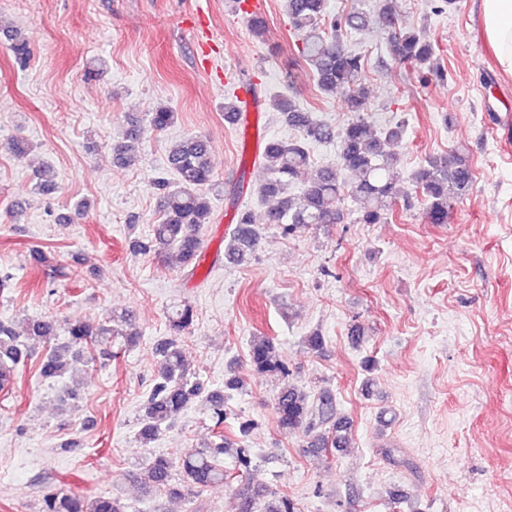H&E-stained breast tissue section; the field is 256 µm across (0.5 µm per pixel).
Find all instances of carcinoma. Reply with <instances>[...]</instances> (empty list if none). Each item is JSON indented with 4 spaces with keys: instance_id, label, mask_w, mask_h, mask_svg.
I'll use <instances>...</instances> for the list:
<instances>
[{
    "instance_id": "cac0c4a2",
    "label": "carcinoma",
    "mask_w": 512,
    "mask_h": 512,
    "mask_svg": "<svg viewBox=\"0 0 512 512\" xmlns=\"http://www.w3.org/2000/svg\"><path fill=\"white\" fill-rule=\"evenodd\" d=\"M291 25L298 33V53L312 72L317 87L324 93L338 90L346 95L351 117L340 134L303 111L294 101L281 93L272 100L289 126L298 131L293 139L270 138L266 141L258 164L268 172V180L260 188V196L276 200L267 212V222L277 225L283 234H293L311 226L335 224L343 219L341 200L348 196L360 204L357 220L361 224H382L392 212L400 192L396 175L398 157L386 153L387 143H400L406 137L402 120L376 126L370 120L367 96L363 83V61L360 54L340 42L339 32L360 31L368 23L361 11H348L326 20L328 0H284ZM379 16L390 33L389 55L397 64H409L419 69L430 67L434 47L418 32L398 24L393 0H381ZM7 49L15 60L24 64L30 57V43L18 32L9 35ZM151 122L166 129L175 122V113L159 107L151 114ZM338 140L336 165L315 170L310 177L309 147L313 142ZM138 149L131 135L114 148L116 160L129 163ZM169 160L177 175L176 181H162V219L154 226L150 245L135 244L133 251H154L162 254L173 250L182 266L194 273L201 262V226L210 222L211 208L203 188L213 181L209 149L198 137L177 141L171 148ZM415 187L422 190L426 200L425 218L429 224L448 223L451 201L469 195L473 186V170L460 150L427 157L412 175ZM297 191L290 192L291 187ZM259 240L257 225L251 212H237L235 224L224 246V260L234 266H245L255 258ZM194 313L185 304L168 315L170 337L156 347L162 358L158 377L141 407L139 438L145 444L154 440L170 420L191 407L200 398L209 404L215 426L224 424L223 390H237L244 378L232 367L224 379V387L204 392L203 384L193 377L185 363L182 335L193 323ZM62 330L66 342L50 349L42 358L39 373L45 379H59L68 368L67 355L78 357L91 351L90 360L99 357L115 358L110 350L119 336L135 342L137 332L127 315L91 326L80 320L31 319L24 335L9 324L0 322V391H10L14 384L16 366L28 357L33 342L57 335ZM251 370L261 374L289 376L287 362L277 344L268 336H255L248 351ZM274 411L280 431L286 435L302 433L308 447L317 454L340 451L350 447L349 422L336 418L334 399L326 392L318 396V418L312 417L310 395L298 385H284L275 400ZM231 457V466H224V456ZM252 450L241 445L227 447L224 435L215 434L209 447L179 461L165 456H152L140 471V480L159 491L167 489L173 472L178 471L183 483L196 493L224 480L236 482L235 496L238 512H256L263 502V512H300L297 503L279 496L268 487L251 482ZM41 512H128V506L112 497H88L62 485L43 490Z\"/></svg>"
}]
</instances>
